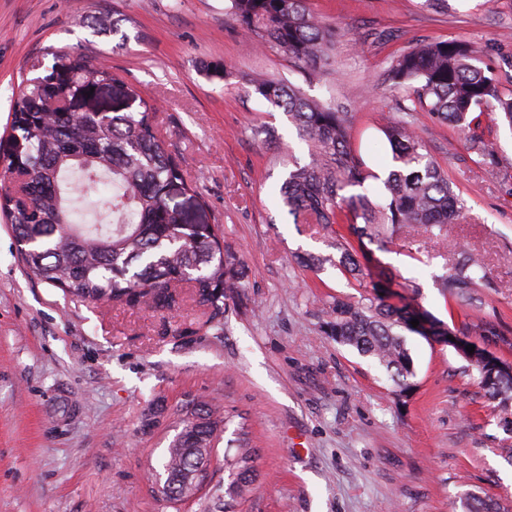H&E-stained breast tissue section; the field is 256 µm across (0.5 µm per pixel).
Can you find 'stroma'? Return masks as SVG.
Instances as JSON below:
<instances>
[{
    "mask_svg": "<svg viewBox=\"0 0 512 512\" xmlns=\"http://www.w3.org/2000/svg\"><path fill=\"white\" fill-rule=\"evenodd\" d=\"M227 5L0 0V141L31 58L50 47L98 52L153 100L164 139L207 202L202 222L223 226L242 271L223 335L176 338L172 328L198 325L191 301L160 310L71 300L23 270L0 219V512H462L472 493L512 506L495 405L452 347L408 335L415 387L401 398L385 370L328 335L333 299L361 290L341 267L299 263L329 251L320 227L293 223L276 197L289 157L307 161V147L249 82L274 77L346 104L376 170L388 163L377 137L391 93L366 89L389 57L419 39H464L512 90V0H448L444 13L423 0H309L335 31L332 65L314 81L250 48ZM102 15L118 20L116 31L97 26ZM222 63L232 70L225 80L212 72ZM264 126L277 142L258 136ZM418 127L468 210L431 247L476 255L494 286L475 307L439 288L441 267L403 250L379 258L419 286L438 319L476 314L512 330V127L480 117L477 133L498 158L493 175L447 124L424 115ZM199 400L226 424L208 486L174 509L152 484ZM244 443L253 467L233 497Z\"/></svg>",
    "mask_w": 512,
    "mask_h": 512,
    "instance_id": "35a3bbf8",
    "label": "stroma"
}]
</instances>
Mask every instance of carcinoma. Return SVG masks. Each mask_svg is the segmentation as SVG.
<instances>
[{
	"label": "carcinoma",
	"instance_id": "1",
	"mask_svg": "<svg viewBox=\"0 0 512 512\" xmlns=\"http://www.w3.org/2000/svg\"><path fill=\"white\" fill-rule=\"evenodd\" d=\"M231 15L258 44L301 67L309 77L331 66L334 36L306 0H228ZM22 79L12 103L15 131L22 138L18 159L0 158V176L16 180L0 193V215L18 243L22 265L41 282L82 302L159 307L181 298L176 282L191 287V299L205 316L199 329L224 330L226 299L241 287L236 254L224 248L216 224H186L169 198L168 188L203 208L206 201L188 181L181 162L162 139L153 105L133 83L84 50L52 53ZM477 50L462 39L421 40L392 56L384 76L398 91L392 112L378 128L391 152L385 179L361 155L350 113L311 99L276 78L243 76L255 92L283 109L308 149L309 162L294 163L279 189L281 202L295 224H316L340 251L338 264L361 288L352 302L336 299L327 322L336 342L355 348L383 367L408 396L414 360L404 332L443 343L449 333L512 349V338L497 321L474 317L453 326L436 318L419 301V287L397 281L374 251L399 248L429 265L436 255L431 240L448 236L464 205L455 185L432 159L416 133L426 114L452 127L467 150L497 171L493 148L476 134L479 116L496 112L512 127V92H506L494 69L476 65ZM115 83L131 101L112 112H68L65 102L81 96L88 80ZM108 181L112 195L104 201L110 224H78L75 194L98 190ZM447 274L440 287L448 297L478 302L493 287L484 263L465 251L444 258ZM406 288L411 296L399 292ZM419 321L412 327L410 321ZM490 351L477 349L467 359L478 384L497 402L496 426L512 433V362L495 356L499 369L487 370ZM224 418L206 402L193 405L163 464L166 478L160 497L181 504L185 481L201 459L195 448H212ZM252 454L242 447L234 460L239 483L247 482ZM464 512H509L495 501L468 495Z\"/></svg>",
	"mask_w": 512,
	"mask_h": 512
}]
</instances>
